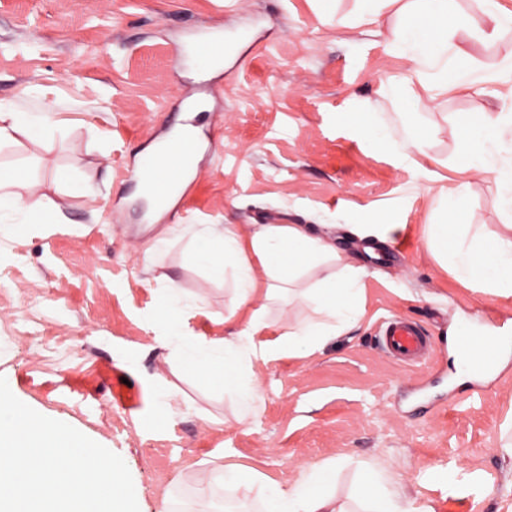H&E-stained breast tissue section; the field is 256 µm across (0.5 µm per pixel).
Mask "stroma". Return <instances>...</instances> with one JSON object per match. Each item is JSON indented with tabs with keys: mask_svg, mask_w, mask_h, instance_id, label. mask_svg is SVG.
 Listing matches in <instances>:
<instances>
[{
	"mask_svg": "<svg viewBox=\"0 0 512 512\" xmlns=\"http://www.w3.org/2000/svg\"><path fill=\"white\" fill-rule=\"evenodd\" d=\"M466 25L451 33L475 68L512 58V28L485 37L480 0H448ZM357 0H0V98L25 111L52 101L61 129L18 137L0 163L32 179L64 229L17 235L0 223V376L13 394L120 455L140 490V512H212L224 468L289 486L304 469L352 456L381 467L389 487L432 512H512V338L496 371L455 384L448 340L457 322L480 332L491 320L512 331V296H485L443 269L428 247L442 223L437 195L467 182V221L504 232L500 185L459 173L457 127L475 112L501 111L512 86L452 87L426 112L382 97L379 81L405 60L385 38L394 13L356 23ZM221 28L224 67L210 81L201 129L218 135L190 191L199 224H399L403 254L369 259L364 314L353 331L304 358L255 361L257 415L239 423L222 391L168 359L151 320L156 280L200 296L183 312L188 331L224 333L231 294L173 240L155 265L144 254L181 212L146 224L129 176L140 155L183 123L195 95L180 49L195 32ZM377 112L400 139L413 123L437 136L415 180L384 152H369L344 115ZM69 170L86 195L59 180ZM395 314L420 325L433 352L418 367L387 358L377 324Z\"/></svg>",
	"mask_w": 512,
	"mask_h": 512,
	"instance_id": "stroma-1",
	"label": "stroma"
}]
</instances>
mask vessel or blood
<instances>
[{"label":"vessel or blood","mask_w":512,"mask_h":512,"mask_svg":"<svg viewBox=\"0 0 512 512\" xmlns=\"http://www.w3.org/2000/svg\"><path fill=\"white\" fill-rule=\"evenodd\" d=\"M223 55L224 39L214 33H203L191 45L193 66L201 74L209 72ZM198 167L196 145L180 138L169 139L159 157L145 159L141 165V185L154 209H167L172 183L181 182ZM379 334L386 353L408 365L421 362L430 348L428 337L418 325L395 315L380 322ZM504 343L500 328L487 329L477 342L463 343L462 359L472 369L494 371Z\"/></svg>","instance_id":"1"}]
</instances>
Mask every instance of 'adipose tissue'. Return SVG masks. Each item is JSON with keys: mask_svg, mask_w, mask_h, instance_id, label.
<instances>
[{"mask_svg": "<svg viewBox=\"0 0 512 512\" xmlns=\"http://www.w3.org/2000/svg\"><path fill=\"white\" fill-rule=\"evenodd\" d=\"M390 10L396 11L399 20L391 27L385 48L403 57L408 69L403 75L381 80L383 94L397 96L415 82L437 90L450 84L469 89L480 83L483 78L475 75L467 53L448 39L449 31L462 23L449 12L448 0H358L357 20L371 24ZM57 129L50 104L22 112L14 103L0 100V143L15 141L20 135L46 139ZM355 130L368 148L388 147L392 157L416 177H427L421 159L430 135L423 128L407 125L401 142L390 147L377 125L362 121ZM459 134L458 167L495 175L503 187L501 207L512 214V113H473L460 124ZM18 180L16 171L0 168V213L13 214L14 226L28 234L56 223V214L42 200L26 203L12 194ZM178 235L186 239L192 261L223 277L234 299L224 317L223 336H196L183 327L182 312L189 301L182 289L170 279H158V317L166 347L173 359L187 354L200 358L199 375L236 404L239 422L254 417L260 398V386L251 370L254 360L313 354L352 329L363 314L364 281L370 275L367 266L352 255L337 264L334 238L308 225L255 224L243 235L231 224H206L199 229L188 224L179 227ZM428 245L438 262L458 279L481 281L485 294L512 295V233H491L480 240L465 234L452 238L447 225L437 224ZM483 267L493 271L484 281L478 278ZM318 268L322 277L301 286V279ZM259 289L265 292L261 303L253 300ZM284 296L308 303L316 317L283 324L272 337L268 334L273 326L270 304ZM346 468L358 475L354 498L360 512H431L416 499L390 490L381 470L353 457L311 466L299 483L288 488L238 468L225 469L222 480L230 494L258 492L263 512H350L347 502L331 489L333 473Z\"/></svg>", "mask_w": 512, "mask_h": 512, "instance_id": "adipose-tissue-1", "label": "adipose tissue"}]
</instances>
